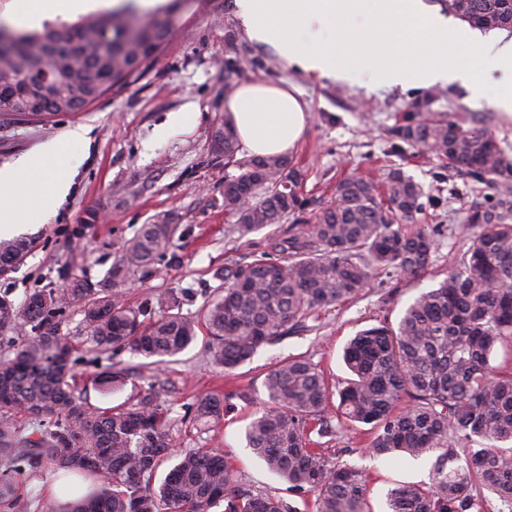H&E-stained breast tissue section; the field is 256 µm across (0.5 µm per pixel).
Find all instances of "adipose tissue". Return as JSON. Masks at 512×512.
Returning a JSON list of instances; mask_svg holds the SVG:
<instances>
[{
  "mask_svg": "<svg viewBox=\"0 0 512 512\" xmlns=\"http://www.w3.org/2000/svg\"><path fill=\"white\" fill-rule=\"evenodd\" d=\"M250 39L271 47L295 71L327 81L362 74L377 87L427 88L451 80L473 91L496 81L503 91L493 105L512 112V39L485 37L429 11L422 0H236ZM227 120L249 154L282 155L302 138L307 105L292 86L266 82L241 84L226 101ZM50 142L21 167L0 169V200L22 195L30 206L0 223V234L15 225L42 219L34 199L51 192L62 199L69 178L45 189L38 177L41 161L59 155Z\"/></svg>",
  "mask_w": 512,
  "mask_h": 512,
  "instance_id": "adipose-tissue-1",
  "label": "adipose tissue"
}]
</instances>
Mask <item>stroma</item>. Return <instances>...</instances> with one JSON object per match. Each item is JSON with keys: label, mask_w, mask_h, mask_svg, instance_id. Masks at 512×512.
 Wrapping results in <instances>:
<instances>
[{"label": "stroma", "mask_w": 512, "mask_h": 512, "mask_svg": "<svg viewBox=\"0 0 512 512\" xmlns=\"http://www.w3.org/2000/svg\"><path fill=\"white\" fill-rule=\"evenodd\" d=\"M233 2L195 0L158 61L129 86L85 111L0 126V167L17 166L44 144L59 141L65 145L63 153L43 164L40 177L48 183L61 172L73 173L62 201H39L43 221L25 232L34 246L9 278L0 279V293H10L19 303L33 289L62 287L75 274L98 281L141 225L168 216L179 226L171 248L175 261L163 262L159 274L134 278L123 287L122 296L135 306L152 296L190 288L196 300L187 311L198 313L219 285L216 271L232 259L261 253L269 236L264 230L251 240L240 239L232 230L233 218L224 210L228 170L213 142L215 129L226 119L224 101L247 81L297 87L310 119L288 159L291 168L302 174L298 191L308 209L333 201L343 177L380 179L389 169H402L426 192L416 224L436 240L433 262L418 279L393 271L379 275L366 293L321 309L313 330L260 349L232 371L210 363L204 351L208 337L201 333L177 361L154 370L153 376L159 401L171 409L176 451L223 449L243 488L284 498L296 512H312L304 498L290 494L287 483L272 475L246 445V417L267 401L263 381L269 367L302 356L324 371L333 388H342L350 376L343 361L347 341L359 330L397 324L405 308L420 293L436 287L467 250V215L474 203L482 201V186L473 177L429 161L420 148L395 136V128L413 118L409 104L434 96L432 117H449L465 127L484 124L510 152L512 118L490 105L496 93L492 86L484 98L476 99L457 84L372 89L359 75L348 82H330L295 73L270 47L249 40ZM173 112L194 113L195 120L182 132L157 138V129ZM78 126L87 128L86 141L67 140V132ZM61 330L74 338L70 383L90 404L112 406L147 390V381L140 380L121 391L102 393L98 380L105 367L116 360L135 366L140 359L127 351L115 357L97 349L87 337L79 307L70 308ZM208 395L229 397L232 407L212 428L199 429L192 421L193 412L197 401ZM370 440L368 426L354 423L338 426L328 446L335 460L369 476L370 512H386L388 489L427 482L434 459L378 457L366 449ZM53 481L47 471L14 475L6 512H41Z\"/></svg>", "instance_id": "1"}]
</instances>
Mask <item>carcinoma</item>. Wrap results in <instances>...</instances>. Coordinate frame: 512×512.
Wrapping results in <instances>:
<instances>
[{"label":"carcinoma","mask_w":512,"mask_h":512,"mask_svg":"<svg viewBox=\"0 0 512 512\" xmlns=\"http://www.w3.org/2000/svg\"><path fill=\"white\" fill-rule=\"evenodd\" d=\"M446 2L471 27L512 33V0ZM177 8L176 0L157 8L171 17L162 28L132 6L74 23L45 21L39 29L14 32L0 24V123L23 115L22 104L28 117L58 112L56 96L37 87L42 76L82 93L77 112L126 84L159 57L178 28ZM395 134L484 185L488 196L468 217L470 245L397 325L373 326L350 340L344 360L353 378L344 387L333 390L303 357L276 364L263 382L268 405L249 416L245 438L293 492L314 497L316 512H369L365 472L330 462L323 449L334 421L372 426L368 448L376 455L436 454L430 482L388 490L389 512H482L485 490L512 512V452L499 447L512 442V370L490 362L497 346H512V155L484 126L426 118ZM214 141L237 170L224 179V210L239 238L301 209L298 173L288 158L237 157L227 123ZM423 197L400 168L380 183L340 180L335 201L313 220L268 239L270 250L260 256L224 267V288L194 316L182 313L187 292L131 307L120 291L135 275L158 272L178 230L169 217L142 225L96 282L73 276L67 288L35 289L20 304L0 296V332L25 333L0 358V504L11 493V468L22 463L33 473L108 474L81 504L50 501L45 512H210L221 502L224 512H297L278 496L242 488L219 448L177 455L153 487L159 461L173 448L168 409L150 393L105 408L76 394L69 383L74 347L60 324L78 303L97 348L146 359L136 368L112 364L102 387L119 390L145 378L144 369L181 354L202 327L211 337L210 362L232 370L303 327L317 310L359 296L381 270L422 277L434 240L424 230L406 232L405 225L423 211ZM32 248L26 239L0 241V269L23 264ZM165 303L168 313L155 317V306ZM16 413L27 416L25 426L12 420ZM223 414V400L204 397L194 421L208 425ZM475 438L481 447H467Z\"/></svg>","instance_id":"obj_1"}]
</instances>
